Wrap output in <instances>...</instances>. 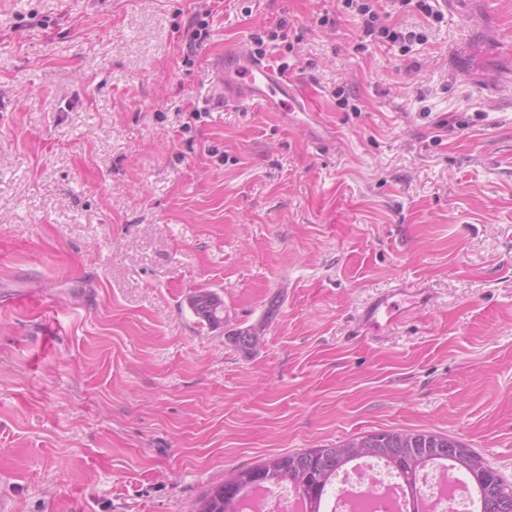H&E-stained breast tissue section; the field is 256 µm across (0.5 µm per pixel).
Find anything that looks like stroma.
Returning <instances> with one entry per match:
<instances>
[{
    "mask_svg": "<svg viewBox=\"0 0 512 512\" xmlns=\"http://www.w3.org/2000/svg\"><path fill=\"white\" fill-rule=\"evenodd\" d=\"M431 3L380 0L427 35L405 53L342 0H0V296L49 301L0 307V512H191L389 430L512 482V0ZM257 33L315 112L218 104L211 62ZM398 287L401 322L354 337ZM190 304L194 314L202 322L205 321L211 327L219 326L214 322V311L218 310L220 306L224 308V301L216 292L199 289ZM2 302L19 310L43 309L47 308L46 299L34 292L17 291L6 296Z\"/></svg>",
    "mask_w": 512,
    "mask_h": 512,
    "instance_id": "stroma-1",
    "label": "stroma"
}]
</instances>
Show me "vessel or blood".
<instances>
[{
	"label": "vessel or blood",
	"mask_w": 512,
	"mask_h": 512,
	"mask_svg": "<svg viewBox=\"0 0 512 512\" xmlns=\"http://www.w3.org/2000/svg\"><path fill=\"white\" fill-rule=\"evenodd\" d=\"M212 84L224 104L236 103L240 98L252 97L274 106L282 112L311 110L309 100L299 93L294 81L288 80L267 60L246 48L235 50L231 57L215 59L212 64ZM9 306L19 310L42 309L43 296L18 291L5 298ZM401 313L394 293H386L369 305L361 316L359 332L379 334L390 330Z\"/></svg>",
	"instance_id": "b4317fda"
}]
</instances>
